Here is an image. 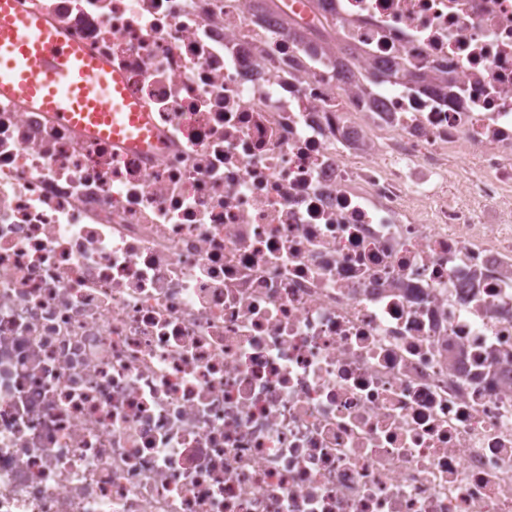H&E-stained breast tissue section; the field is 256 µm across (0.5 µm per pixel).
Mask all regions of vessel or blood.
<instances>
[{"label":"vessel or blood","mask_w":512,"mask_h":512,"mask_svg":"<svg viewBox=\"0 0 512 512\" xmlns=\"http://www.w3.org/2000/svg\"><path fill=\"white\" fill-rule=\"evenodd\" d=\"M1 99L131 150L156 145L150 114L124 76L24 0H0Z\"/></svg>","instance_id":"obj_1"}]
</instances>
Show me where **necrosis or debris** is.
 Instances as JSON below:
<instances>
[{
  "label": "necrosis or debris",
  "instance_id": "4bbe7bcc",
  "mask_svg": "<svg viewBox=\"0 0 512 512\" xmlns=\"http://www.w3.org/2000/svg\"><path fill=\"white\" fill-rule=\"evenodd\" d=\"M40 5L158 145L0 102V512H512V0Z\"/></svg>",
  "mask_w": 512,
  "mask_h": 512
}]
</instances>
